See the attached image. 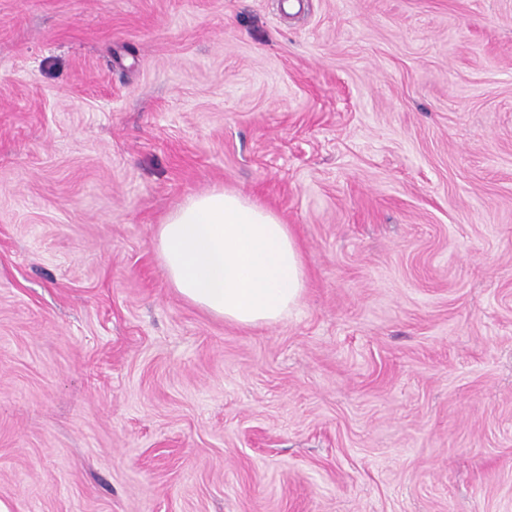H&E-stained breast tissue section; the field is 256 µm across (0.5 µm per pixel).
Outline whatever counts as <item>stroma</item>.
<instances>
[{
	"label": "stroma",
	"instance_id": "stroma-1",
	"mask_svg": "<svg viewBox=\"0 0 512 512\" xmlns=\"http://www.w3.org/2000/svg\"><path fill=\"white\" fill-rule=\"evenodd\" d=\"M290 225L187 302L188 197ZM9 512H512V0H0ZM170 284L188 302L243 326L288 317L305 268L288 224L222 188L190 197L157 232Z\"/></svg>",
	"mask_w": 512,
	"mask_h": 512
}]
</instances>
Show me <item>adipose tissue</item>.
Segmentation results:
<instances>
[{
  "mask_svg": "<svg viewBox=\"0 0 512 512\" xmlns=\"http://www.w3.org/2000/svg\"><path fill=\"white\" fill-rule=\"evenodd\" d=\"M156 242L173 288L225 321L275 324L302 297L305 268L289 226L239 193L190 197L159 226Z\"/></svg>",
  "mask_w": 512,
  "mask_h": 512,
  "instance_id": "ef3b65f1",
  "label": "adipose tissue"
}]
</instances>
